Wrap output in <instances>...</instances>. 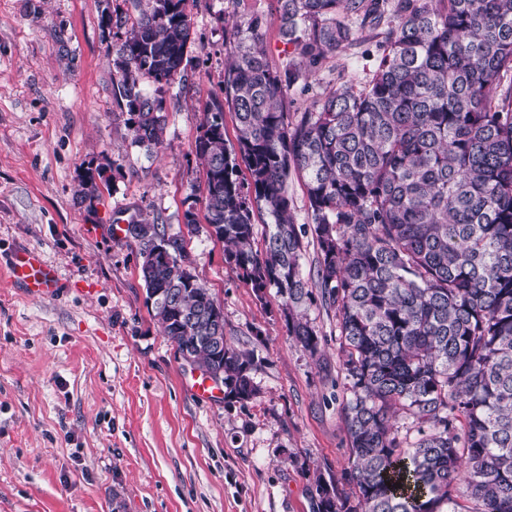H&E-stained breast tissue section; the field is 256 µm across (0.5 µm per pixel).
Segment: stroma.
<instances>
[{"label": "stroma", "mask_w": 512, "mask_h": 512, "mask_svg": "<svg viewBox=\"0 0 512 512\" xmlns=\"http://www.w3.org/2000/svg\"><path fill=\"white\" fill-rule=\"evenodd\" d=\"M224 0H195L185 88L167 94L164 144L132 146L112 97L94 0H0V512H312L316 478L342 494L349 397L336 311L314 304L322 339L289 341L274 290L257 298L206 227L188 233L204 170L194 143L224 78ZM377 40L329 59L288 107L365 80ZM109 174L94 205L78 174ZM185 236L189 268L224 310V335L253 357L249 401L199 399L145 302L142 258L124 224ZM57 272L56 299L10 281L18 250Z\"/></svg>", "instance_id": "35a3bbf8"}]
</instances>
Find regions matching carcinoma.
Listing matches in <instances>:
<instances>
[{"mask_svg":"<svg viewBox=\"0 0 512 512\" xmlns=\"http://www.w3.org/2000/svg\"><path fill=\"white\" fill-rule=\"evenodd\" d=\"M190 0H122L101 26L112 95L131 144L164 143L166 91L191 61ZM288 61L266 54L258 0H228L227 62L195 140L204 167V219L225 261L257 297L275 289L293 343L315 356L321 337L305 317L321 298L336 308L350 398L351 457L341 496L317 479L313 512H512V0H276ZM381 38L370 77L324 93L303 112L288 92L329 57ZM234 113L236 143L224 112ZM250 174L240 181L241 168ZM105 167L80 175L82 201L98 197ZM302 178L310 222L291 214L288 182ZM272 219L253 247L254 210ZM139 223L146 301L163 335L189 348L203 374L222 371L224 398L257 392L253 360L217 352L200 319L215 300L188 268L152 258L165 237ZM311 237L316 279L302 274ZM417 435L402 433L400 415Z\"/></svg>","mask_w":512,"mask_h":512,"instance_id":"obj_1","label":"carcinoma"}]
</instances>
